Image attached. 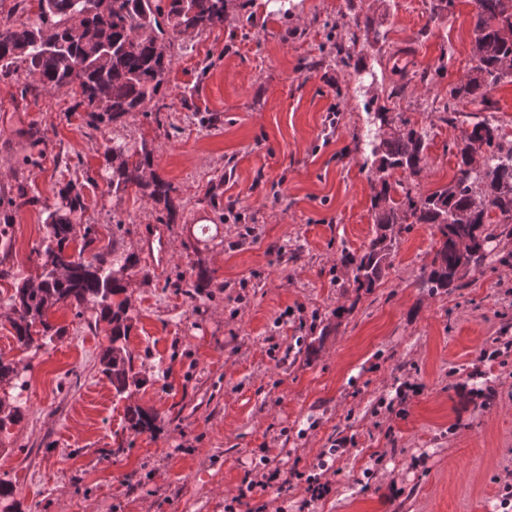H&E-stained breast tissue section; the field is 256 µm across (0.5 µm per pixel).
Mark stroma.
Returning <instances> with one entry per match:
<instances>
[{"label":"stroma","mask_w":512,"mask_h":512,"mask_svg":"<svg viewBox=\"0 0 512 512\" xmlns=\"http://www.w3.org/2000/svg\"><path fill=\"white\" fill-rule=\"evenodd\" d=\"M385 42L366 48L360 73L321 64L320 20L345 0H229L223 28L175 46L168 82L145 112L94 123L66 88L33 89L25 69L0 75V358L28 388L23 418L0 430V480L19 512H224L264 461L288 490L257 493L240 512H296L299 473L322 466L331 493L314 512H504L512 471V354L480 352L512 340V266L473 271L441 294L422 288L440 234L401 233L375 288H355L338 262L375 234L363 89L407 71L388 101L428 131L418 192L447 185L452 143L488 119L512 139V83L493 108L439 119L434 98L467 75L474 7L454 0H365ZM258 25L242 28L244 12ZM310 67H302V60ZM446 69L431 86L420 74ZM338 113H330L331 105ZM112 140L147 142L151 169L178 206L105 180ZM82 185L88 253L109 244L139 260L127 295V347L142 385L118 397L102 373L107 323L85 308L50 315L60 336L21 351L8 320L17 285L38 280L44 219L69 180ZM28 204L10 206L18 187ZM168 230L171 260L156 269L145 225ZM211 285L188 293L198 271ZM157 416L130 427L128 407ZM345 451L330 455L339 440Z\"/></svg>","instance_id":"obj_1"}]
</instances>
